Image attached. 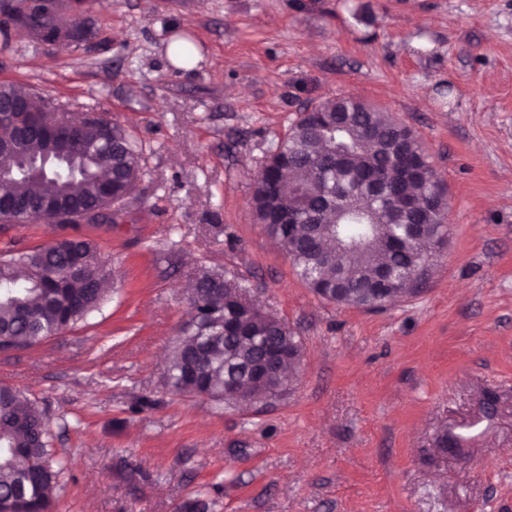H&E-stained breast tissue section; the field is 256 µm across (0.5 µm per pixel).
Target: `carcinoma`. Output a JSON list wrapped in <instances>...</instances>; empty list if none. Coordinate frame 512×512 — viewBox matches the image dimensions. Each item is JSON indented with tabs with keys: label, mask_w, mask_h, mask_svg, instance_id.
I'll use <instances>...</instances> for the list:
<instances>
[{
	"label": "carcinoma",
	"mask_w": 512,
	"mask_h": 512,
	"mask_svg": "<svg viewBox=\"0 0 512 512\" xmlns=\"http://www.w3.org/2000/svg\"><path fill=\"white\" fill-rule=\"evenodd\" d=\"M27 15L40 30L16 22L10 12L0 20V54L11 53L25 36L41 43L54 41L57 0H26ZM99 29L88 23L71 38L76 51L98 43ZM24 96L29 111L22 122L56 121L49 101L34 89L0 84V97ZM39 138L22 144L0 165L14 174L0 178V201L21 202L23 221L41 219L44 197L60 198L71 218L60 227L80 228L78 209L110 207L121 213L137 189L142 148L122 125L99 119L84 124L80 141L69 150L88 162L69 180L48 173L32 181L19 173L25 163L42 155ZM407 150L418 175L399 174L402 150ZM121 180L104 199L100 180L109 172ZM380 185L390 200L413 197L420 207L396 223L392 211L368 191ZM256 223L277 239L296 274L317 297L321 289L342 290L338 306L369 308L379 293L370 288L379 271L390 278L385 288L393 295L418 274L429 276L433 253L448 238L447 188L425 152L419 136L391 113L353 97L340 96L301 112L284 135L271 144L250 197ZM77 247L86 265L100 270L96 288H86L72 271L67 250L53 243L30 251L0 253V348L25 349L85 320L106 300L104 285L111 270L103 266L95 243L79 238ZM190 306L197 323L182 330L174 343L166 374L171 387L191 392L205 383L214 396L224 381L243 383L248 403L275 394L246 379L242 367L263 359L271 347L288 351V370L299 367L303 340L288 324L254 308L242 285L233 277L206 269L191 286ZM50 422L33 401L19 390L0 384V512H49V488L59 471L51 450Z\"/></svg>",
	"instance_id": "obj_1"
}]
</instances>
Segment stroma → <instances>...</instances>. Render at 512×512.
<instances>
[{
    "label": "stroma",
    "mask_w": 512,
    "mask_h": 512,
    "mask_svg": "<svg viewBox=\"0 0 512 512\" xmlns=\"http://www.w3.org/2000/svg\"><path fill=\"white\" fill-rule=\"evenodd\" d=\"M100 44L26 38L0 83L61 116L108 112L143 143L99 311L0 352V384L51 420V512H505L512 507V0H88ZM190 40L197 60L170 48ZM353 96L420 136L449 192L426 286L379 311L315 297L254 224L264 154L298 112ZM59 233L26 224L0 250ZM304 341L288 395L171 391L166 358L200 268Z\"/></svg>",
    "instance_id": "stroma-1"
}]
</instances>
